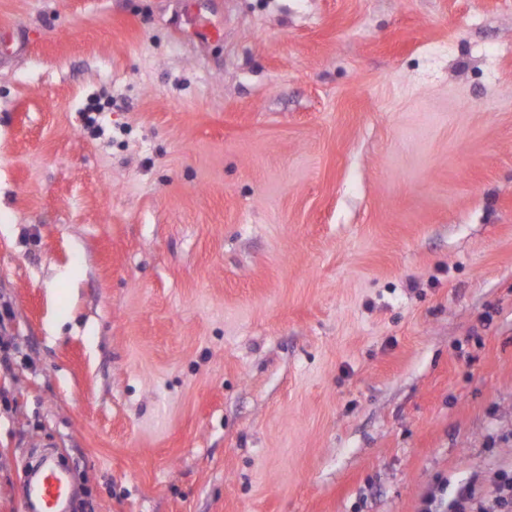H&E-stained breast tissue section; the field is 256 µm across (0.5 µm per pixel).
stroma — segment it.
<instances>
[{"mask_svg": "<svg viewBox=\"0 0 512 512\" xmlns=\"http://www.w3.org/2000/svg\"><path fill=\"white\" fill-rule=\"evenodd\" d=\"M46 454L66 512L493 489L512 0H0V512Z\"/></svg>", "mask_w": 512, "mask_h": 512, "instance_id": "35a3bbf8", "label": "stroma"}]
</instances>
